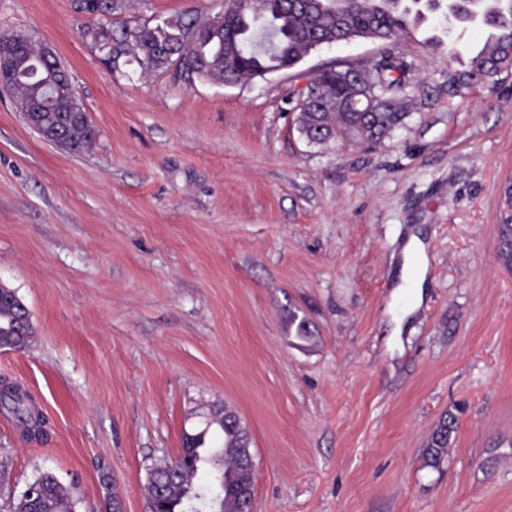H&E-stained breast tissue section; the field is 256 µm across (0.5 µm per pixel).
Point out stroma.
I'll use <instances>...</instances> for the list:
<instances>
[{
	"label": "stroma",
	"instance_id": "stroma-1",
	"mask_svg": "<svg viewBox=\"0 0 512 512\" xmlns=\"http://www.w3.org/2000/svg\"><path fill=\"white\" fill-rule=\"evenodd\" d=\"M224 0H125L122 19L207 17ZM74 0H0V34L52 45L96 131L70 153L0 91V283L28 308L0 384V512L41 472L75 512H147L149 470L213 406L251 437L253 512H512V73L442 91L424 34L400 47L433 88L373 150L308 144L295 107L352 40L238 85L113 69ZM425 243L422 292L399 289ZM306 338H299L298 324ZM458 417L446 460L422 452ZM424 252V243L417 235H412L406 246V262L402 271V280L404 285L400 288H415L420 292L424 274L419 268V260ZM29 401H31V397L26 394H19L15 397H9L8 399H5L3 403L5 405H10V409L12 410V413L14 414L16 420L20 424V426L24 429L25 432L33 434L31 430L27 427H30L35 424L34 419L31 415V406L29 404ZM36 423L38 425L37 427V435H39L42 432V428L45 425V420L43 416L37 415ZM33 434V435H36ZM458 428V418L452 413L444 414L430 434L423 452L424 464L427 467L438 468L448 455V448L455 439Z\"/></svg>",
	"mask_w": 512,
	"mask_h": 512
}]
</instances>
